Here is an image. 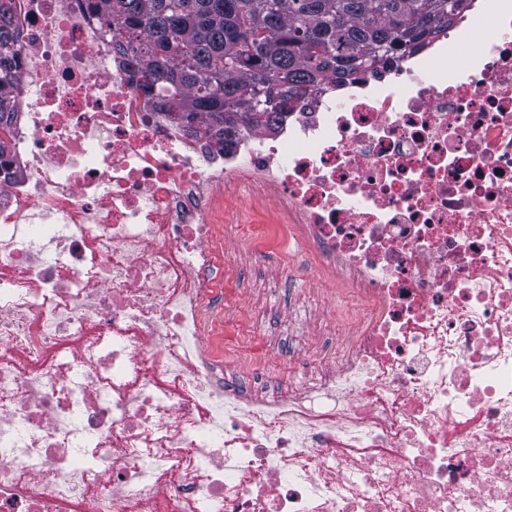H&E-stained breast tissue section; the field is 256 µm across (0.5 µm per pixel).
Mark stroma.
Here are the masks:
<instances>
[{
    "instance_id": "stroma-1",
    "label": "stroma",
    "mask_w": 512,
    "mask_h": 512,
    "mask_svg": "<svg viewBox=\"0 0 512 512\" xmlns=\"http://www.w3.org/2000/svg\"><path fill=\"white\" fill-rule=\"evenodd\" d=\"M272 211L269 202L251 208L228 203L220 250L230 277L223 304L209 308L204 322L216 358L238 367L261 365L276 379L295 374L288 361L294 352L315 364L348 356L357 324L323 321V311L340 303L337 288L314 269L299 235L270 224Z\"/></svg>"
}]
</instances>
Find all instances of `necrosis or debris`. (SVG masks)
Returning a JSON list of instances; mask_svg holds the SVG:
<instances>
[{"label":"necrosis or debris","mask_w":512,"mask_h":512,"mask_svg":"<svg viewBox=\"0 0 512 512\" xmlns=\"http://www.w3.org/2000/svg\"><path fill=\"white\" fill-rule=\"evenodd\" d=\"M492 38L225 140L159 112L86 0H13L0 512H512V0ZM246 186L382 315L300 380L215 360Z\"/></svg>","instance_id":"1"}]
</instances>
